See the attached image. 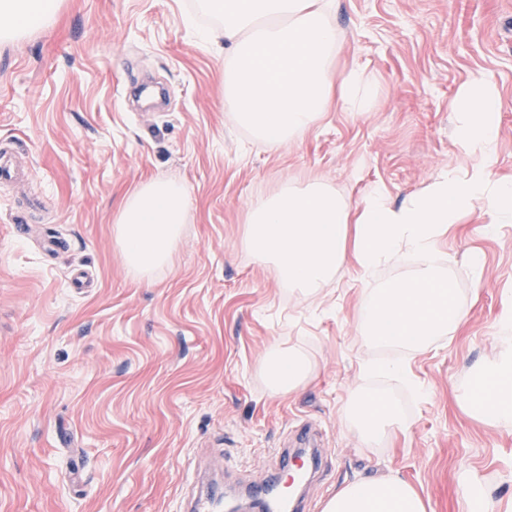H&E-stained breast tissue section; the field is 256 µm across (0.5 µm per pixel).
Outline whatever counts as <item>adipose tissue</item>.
<instances>
[{
  "instance_id": "obj_1",
  "label": "adipose tissue",
  "mask_w": 512,
  "mask_h": 512,
  "mask_svg": "<svg viewBox=\"0 0 512 512\" xmlns=\"http://www.w3.org/2000/svg\"><path fill=\"white\" fill-rule=\"evenodd\" d=\"M59 0H0V37L48 26ZM220 18L205 33L224 44V97L237 124L268 146L303 135L330 104L367 111L372 89L362 70L337 76L339 38L327 21V0H205ZM457 142L473 159L470 169L440 173L421 194L395 206L377 190L351 206L322 184L282 185L254 200L246 214L245 244L269 264L280 282L302 291L329 280L347 258L365 269L409 251L423 261L407 279L368 295L361 328L382 345L418 352L433 337L455 331L466 313L447 277L433 266L439 244L454 224L475 209L492 223L512 222V179L494 180L488 166L497 148L500 95L487 79L461 87L453 101ZM184 184L153 179L122 201L115 239L131 271L148 276L172 266L174 247L188 212ZM498 359L477 372L466 402L471 412L499 428L512 427V338L499 339ZM270 389L290 394L312 374L300 351L272 344L262 362ZM353 425L364 441L386 438L401 426L399 410L381 396L352 401ZM323 512H427L405 480L361 481L338 489Z\"/></svg>"
}]
</instances>
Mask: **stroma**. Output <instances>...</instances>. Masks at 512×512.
I'll return each mask as SVG.
<instances>
[{
    "label": "stroma",
    "mask_w": 512,
    "mask_h": 512,
    "mask_svg": "<svg viewBox=\"0 0 512 512\" xmlns=\"http://www.w3.org/2000/svg\"><path fill=\"white\" fill-rule=\"evenodd\" d=\"M328 21L373 104L329 108L276 148L233 120L224 57L202 40L218 22L197 0H61L54 24L0 41V140L29 173L24 190L0 186V512H181L208 456L230 468L207 485L239 490L305 426L325 450L300 489L305 512L390 476L429 512H463L469 481L512 512V430L461 403L499 354L512 223L476 211L449 233L435 262L467 322L418 353L369 343L360 308L419 257L369 271L350 260L302 295L244 244L249 204L283 183L319 180L354 206L377 188L399 205L467 169L449 105L480 77L501 96L491 176H512V0H334ZM155 178L183 181L189 212L173 266L140 278L114 215ZM79 268L94 278L81 292ZM278 340L314 365L287 395L262 369ZM378 395L408 426L368 444L348 407Z\"/></svg>",
    "instance_id": "35a3bbf8"
}]
</instances>
